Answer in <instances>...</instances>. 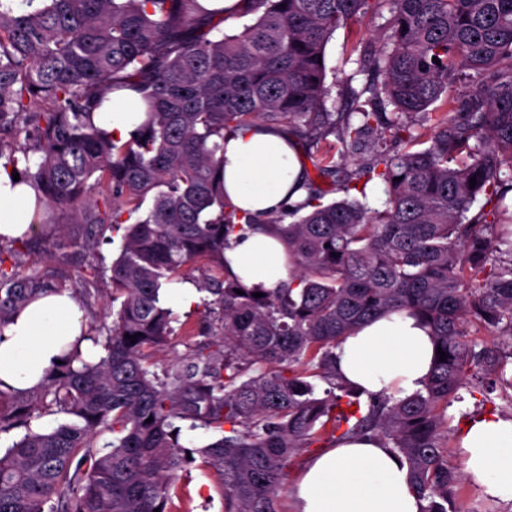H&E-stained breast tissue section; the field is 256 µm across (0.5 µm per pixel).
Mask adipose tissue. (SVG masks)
<instances>
[{
	"label": "adipose tissue",
	"instance_id": "adipose-tissue-1",
	"mask_svg": "<svg viewBox=\"0 0 512 512\" xmlns=\"http://www.w3.org/2000/svg\"><path fill=\"white\" fill-rule=\"evenodd\" d=\"M146 104L139 94L118 89L92 115L95 127L126 141L139 132ZM13 166L0 159V239L36 233L46 212L27 179L13 180ZM304 155L296 140L273 127L252 125L224 139V192L238 208L262 219L306 198ZM224 255L248 287L272 291L288 279V259L272 234L231 236ZM83 313L69 291L43 295L0 327V390L25 392L45 384L58 363L73 356L97 358L84 336ZM336 368L362 393L396 398L421 388L433 362L428 326L402 309L365 321L342 339ZM466 480L493 501L512 502V419L481 415L459 432ZM294 512H421L398 453L373 439L337 443L312 457L290 491Z\"/></svg>",
	"mask_w": 512,
	"mask_h": 512
}]
</instances>
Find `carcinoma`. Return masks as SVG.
Instances as JSON below:
<instances>
[{
    "mask_svg": "<svg viewBox=\"0 0 512 512\" xmlns=\"http://www.w3.org/2000/svg\"><path fill=\"white\" fill-rule=\"evenodd\" d=\"M243 2L239 17L255 21L235 34L224 32V11L198 0L0 9V159L24 161L21 174L79 225L0 245V327L69 288L61 272L26 273L29 261L85 259L77 302L88 305L107 279L115 315L99 360L22 394L0 391V431L26 428L0 456V512H168L191 463L180 422L222 432L196 453L219 476L224 512H280L290 462L324 435L377 438L404 458L423 512H462L448 398L469 387L489 402L512 390V0ZM385 7L380 49L361 54L369 79L346 86L351 111H328L327 43ZM122 87L141 95L148 120L120 143L90 114ZM253 123L287 129L330 179L308 177L306 199L262 226L228 201L220 178L224 135ZM368 135L370 158L348 167ZM372 181L384 185L381 211L324 200ZM258 227L283 244L289 279L256 298L227 272L224 249ZM109 230L122 244L106 268L94 260ZM175 278L212 296L208 339L160 376L154 354L172 310L159 291ZM396 308L418 314L447 357L435 355L415 393L364 406L334 349ZM474 322L496 341L472 338ZM36 413L76 422L35 432ZM101 431L112 433L106 451L94 446Z\"/></svg>",
    "mask_w": 512,
    "mask_h": 512,
    "instance_id": "obj_1",
    "label": "carcinoma"
}]
</instances>
